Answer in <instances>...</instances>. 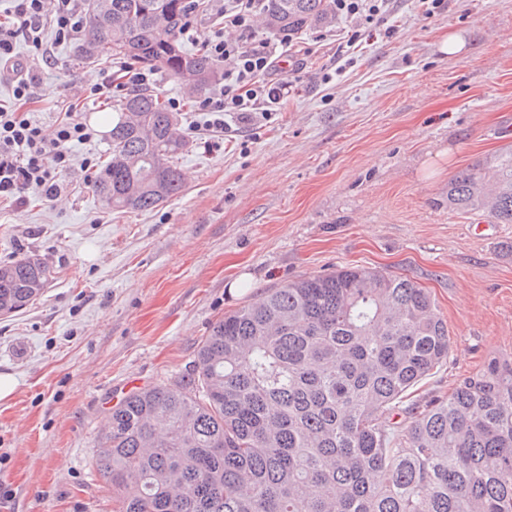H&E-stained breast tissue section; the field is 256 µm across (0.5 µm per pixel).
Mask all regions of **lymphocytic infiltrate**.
Masks as SVG:
<instances>
[{
	"mask_svg": "<svg viewBox=\"0 0 512 512\" xmlns=\"http://www.w3.org/2000/svg\"><path fill=\"white\" fill-rule=\"evenodd\" d=\"M9 25H0V71L13 75L12 95L20 103L32 99L39 78L37 65H52L54 52L45 31H52L59 42L77 39L83 29L84 0H10ZM219 19L217 30L204 35L202 44L215 59L224 61V83L217 96L201 101L210 113V124L227 128L228 117L248 121L251 114L287 95L293 80L272 81L276 52L291 46L289 37L254 38V20L264 8V0H207ZM336 16L359 22V31L347 40V47L360 41L363 31H381L393 37L397 28L390 24L388 0H334ZM25 41L37 53L36 65L20 62L15 54L17 41ZM91 138L81 112L65 113L53 128H45L34 113L0 108V198L25 202L34 193L55 201L69 192L65 175L74 166V145Z\"/></svg>",
	"mask_w": 512,
	"mask_h": 512,
	"instance_id": "obj_1",
	"label": "lymphocytic infiltrate"
}]
</instances>
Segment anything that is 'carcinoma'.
Returning a JSON list of instances; mask_svg holds the SVG:
<instances>
[{
    "label": "carcinoma",
    "instance_id": "obj_1",
    "mask_svg": "<svg viewBox=\"0 0 512 512\" xmlns=\"http://www.w3.org/2000/svg\"><path fill=\"white\" fill-rule=\"evenodd\" d=\"M88 0L77 57L122 56L190 95L222 77L181 32L194 0ZM336 21L333 0H265L262 22L296 33ZM186 142L162 93L131 91L112 119L92 191L112 210L180 194ZM512 224V148L448 182V209ZM35 258L0 265V314L37 299ZM448 324L428 289L346 267L275 288L216 322L192 368L127 393L107 414L93 465L113 512H512V356L446 395L413 389L448 364Z\"/></svg>",
    "mask_w": 512,
    "mask_h": 512
}]
</instances>
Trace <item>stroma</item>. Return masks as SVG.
<instances>
[{
    "label": "stroma",
    "instance_id": "1",
    "mask_svg": "<svg viewBox=\"0 0 512 512\" xmlns=\"http://www.w3.org/2000/svg\"><path fill=\"white\" fill-rule=\"evenodd\" d=\"M388 8L396 38L368 40L330 80L355 23L295 33L294 93L217 134L197 98L159 78L180 101L186 148L182 193L155 209H106L79 164L109 157L112 97L84 108L93 138L74 147L67 197L0 202V264L28 255L51 271L39 299L0 316V375L15 382L0 399V512H112L92 468L109 408L185 373L224 314L310 275L370 267L429 289L455 350L418 395L512 356V224L448 208L450 179L512 147V0H444L431 18L417 0ZM447 32L463 42L452 56ZM74 48L54 46L56 67L33 87L45 126L126 66Z\"/></svg>",
    "mask_w": 512,
    "mask_h": 512
}]
</instances>
